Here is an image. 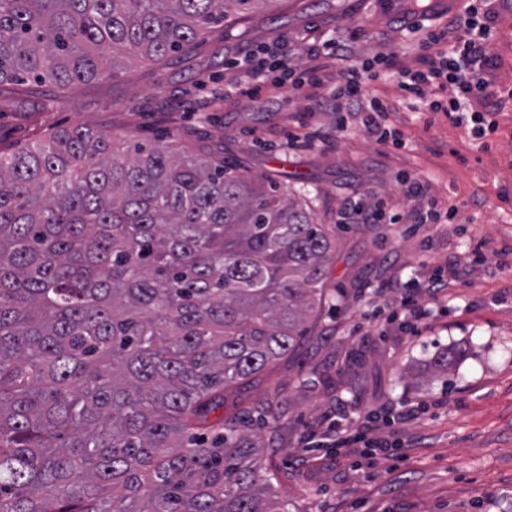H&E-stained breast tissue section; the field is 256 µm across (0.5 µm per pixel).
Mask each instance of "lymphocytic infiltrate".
<instances>
[{
  "label": "lymphocytic infiltrate",
  "mask_w": 512,
  "mask_h": 512,
  "mask_svg": "<svg viewBox=\"0 0 512 512\" xmlns=\"http://www.w3.org/2000/svg\"><path fill=\"white\" fill-rule=\"evenodd\" d=\"M405 14L410 23L407 33L418 36L424 51L420 68L389 70L388 57L377 54L371 58L354 61L346 41L331 39L318 48V55L325 61L336 58L346 61L344 70L329 72L324 64L304 72H296L290 65L287 50L271 52L269 56L246 55L233 61L238 80L224 86L225 96L239 92L244 80L270 82L272 86H291L299 90L310 86L320 89L323 106L336 114L338 130H347L350 124H361L369 134L379 140L392 141L403 147L404 141L386 121L389 107L370 95L367 84L381 75L392 74L403 98L422 104L427 112H446L453 124L471 125L474 137L481 138L497 128L495 117L499 104L489 103L484 94L485 84L472 65L480 57L493 37L492 19L484 9V0H470L466 11L448 22L441 29L426 28L423 20L428 16L427 7L413 0ZM453 88L454 96L448 101L428 97V88Z\"/></svg>",
  "instance_id": "f902f5d3"
}]
</instances>
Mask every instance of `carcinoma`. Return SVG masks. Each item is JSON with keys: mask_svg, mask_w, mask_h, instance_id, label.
<instances>
[{"mask_svg": "<svg viewBox=\"0 0 512 512\" xmlns=\"http://www.w3.org/2000/svg\"><path fill=\"white\" fill-rule=\"evenodd\" d=\"M271 0H0V91L161 61ZM333 229L272 180L83 126L0 150V512H287L224 409L294 350Z\"/></svg>", "mask_w": 512, "mask_h": 512, "instance_id": "cac0c4a2", "label": "carcinoma"}]
</instances>
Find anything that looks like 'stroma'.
I'll use <instances>...</instances> for the list:
<instances>
[{"instance_id":"1","label":"stroma","mask_w":512,"mask_h":512,"mask_svg":"<svg viewBox=\"0 0 512 512\" xmlns=\"http://www.w3.org/2000/svg\"><path fill=\"white\" fill-rule=\"evenodd\" d=\"M404 8L403 0H272L204 31L185 54L135 59L76 88L48 82L0 98L2 150L76 125L163 140L284 183L318 223L335 225L326 304L307 335L224 395L225 416L250 413L288 512H512V12L487 0L495 33L476 70L505 107L480 139L444 113L415 109L385 76L370 88L396 105L388 123L402 149L358 125L337 131L332 113H309V100L285 86L262 85L253 100L224 95L229 63L245 49L283 44L298 68L310 67L304 37L339 36L355 58L392 54L418 68L419 42L400 28ZM403 174L425 185L440 223H416ZM378 201L386 221L340 223L350 204ZM437 274L447 286L411 334L385 289L408 295ZM447 348L459 355L437 370ZM421 402L415 418L376 429L393 444L376 461L356 448L308 445ZM268 403L282 412L272 432L259 416Z\"/></svg>"}]
</instances>
